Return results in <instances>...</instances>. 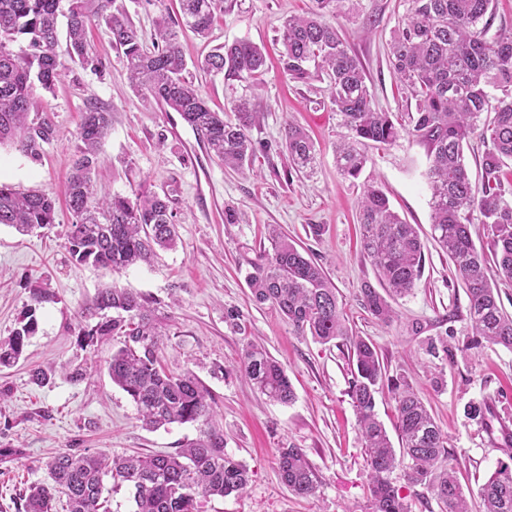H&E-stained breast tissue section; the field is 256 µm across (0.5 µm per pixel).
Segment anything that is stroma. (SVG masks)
I'll return each mask as SVG.
<instances>
[{
    "mask_svg": "<svg viewBox=\"0 0 512 512\" xmlns=\"http://www.w3.org/2000/svg\"><path fill=\"white\" fill-rule=\"evenodd\" d=\"M144 35L159 15L176 14V0H116ZM313 0H220L208 38L181 30L186 78L212 107H230L246 96L259 118L249 132L255 153L250 168L224 167L177 112L134 91L126 63L113 48L105 20L87 34L91 64L71 60L66 39L56 53L63 64L52 90L35 89L34 124L49 134L32 149L0 145V182L37 189L56 201L55 224L30 235L0 226V337L9 336L32 303L34 289L55 296L36 311L38 330L21 359L0 368V448L19 458L0 460V512H17L20 494L44 480L45 462L56 453L174 454L198 437L196 424H172L150 431L136 407L112 385L106 361L116 340L99 343L96 366L73 383L63 368L82 361L74 328L82 308L108 274L76 266L66 249L72 216L65 185L74 160L82 114L99 107L111 112L112 126L100 154L99 180L113 194L133 196L146 188L168 196L179 240L159 251L152 264L114 278L119 287L151 298L165 316L168 339L161 354L166 371L193 369L209 387L224 451L251 473L246 489L224 498H203L199 512H371L369 466L356 410L349 396L352 364L341 343L321 344L298 335L270 305L251 299L245 282L249 261L267 247L266 227L278 225L305 256L319 264L338 290V301L354 335L378 348L388 377L404 379L431 409L448 437V464L462 485L478 489L500 466L512 464V350L476 346L467 320V297L446 254L426 244L422 277L412 294L392 303L385 323L362 305L363 284L377 274L359 244L356 213L363 180L375 181L403 220L429 230L427 150L409 135L393 145L369 148L362 180L343 178L334 146L340 127L329 103V79L310 69L294 80L284 69L282 24L303 14ZM407 0H340L333 17L350 50L365 68L376 105L408 123L415 101L397 87L388 65L391 32L407 15ZM245 39L263 47L267 66L257 80L208 74L196 65L214 48ZM304 127L317 148L314 171H294L283 147L287 123ZM240 221H224L225 209ZM321 225L313 233L312 225ZM241 310L245 333L232 331L225 309ZM446 338L448 349L431 353L428 339ZM262 342L286 368L295 391L291 404L266 400L237 370L246 339ZM223 373L213 374L214 365ZM54 367L47 385L31 382L36 368ZM486 405V419L471 417L470 404ZM303 448L317 492L291 494L276 468L277 449Z\"/></svg>",
    "mask_w": 512,
    "mask_h": 512,
    "instance_id": "35a3bbf8",
    "label": "stroma"
}]
</instances>
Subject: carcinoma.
<instances>
[{
  "instance_id": "1",
  "label": "carcinoma",
  "mask_w": 512,
  "mask_h": 512,
  "mask_svg": "<svg viewBox=\"0 0 512 512\" xmlns=\"http://www.w3.org/2000/svg\"><path fill=\"white\" fill-rule=\"evenodd\" d=\"M0 0V144L18 140L27 150L34 137L48 129L28 124L37 110L33 87L50 90L62 75L55 47L58 18L67 19L70 57L89 63L86 30L103 18L112 34V46L122 52L134 90L179 113L224 165L242 169L253 153L249 131L255 122L254 105L241 99L233 105L234 118L210 107L184 76L186 61L178 31L162 15L155 22L154 51L144 49V35L115 0ZM218 0H179L178 26L196 36L208 35ZM339 0H315L316 10L285 19L280 39L285 69L301 79L310 64L324 70L330 83L328 97L347 139L336 144V168L356 179L369 158L361 146L370 142L392 145L401 132L427 148L426 178L431 191L432 238L453 262L468 298L473 335L492 346L512 349V315L501 305L498 289L489 277V264L512 279V34L485 38L494 20L493 0H407V17L394 30L389 45V68L415 100L410 128L380 110L367 84V75L353 56L340 30L326 20ZM30 39L33 53L14 55L7 42ZM208 72L228 77L257 78L266 55L257 45L236 41L217 48L198 61ZM503 97L490 104L489 88ZM111 124V114L99 108L83 113L76 158L67 184V204L73 220L66 248L77 266L92 265L113 275L138 263H150L159 249L176 245L168 197L142 189L134 197L97 196L94 176L99 150ZM487 144L478 181L469 176L464 149L474 134ZM284 148L294 170L310 172L317 150L307 131L294 123L285 128ZM490 228V253L476 248L469 232L473 211ZM55 200L37 190L21 191L0 183V225L29 234L55 223ZM361 247L374 266L385 293L370 283L361 288L364 307L374 318L389 322L393 308L387 297L414 291L423 270L419 228L392 210L374 184L364 186L359 200ZM270 249L250 262L246 281L258 304L268 303L295 330L327 344L342 341L354 365L350 398L358 415L370 467L372 512H410L389 479L399 465L395 448L375 413V393L385 381L386 369L376 345L350 332L337 290L323 269L304 256L295 242L274 225L268 227ZM34 306L18 326L0 338V367L19 361L28 339L38 328L36 307L54 301L46 289L33 293ZM82 349L109 336H121L106 368L112 384L134 402L138 420L147 429L197 423L200 436L178 454L74 455L61 451L45 464V480L30 485L20 498L21 512H57L60 497L66 512H107L111 488L106 479L126 484L132 491L133 512H199L198 498L225 497L243 490L248 468L224 452V433L212 422V395L190 369L166 371L160 361L166 331L150 299L112 283L99 289L82 309L75 328ZM238 371L270 401L290 404L294 390L283 365L256 342L246 343ZM399 445L409 459L407 478L427 487L445 512H472L456 472L446 462L447 438L430 409L407 384L392 379ZM281 482L297 497L316 492L314 472L303 449H278ZM480 512H512V469L493 473L478 489Z\"/></svg>"
}]
</instances>
